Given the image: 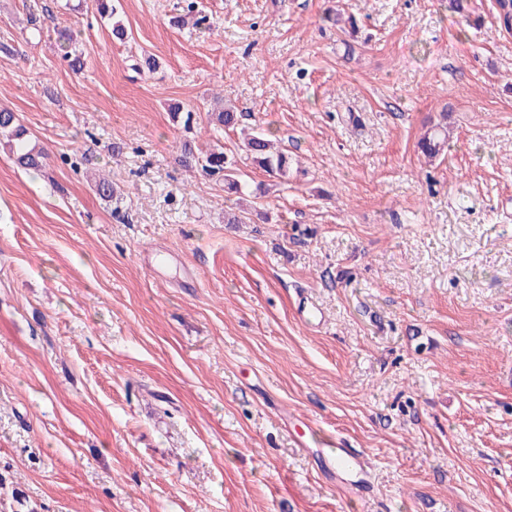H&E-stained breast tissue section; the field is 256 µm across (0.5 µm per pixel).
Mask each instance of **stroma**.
Masks as SVG:
<instances>
[{
    "mask_svg": "<svg viewBox=\"0 0 512 512\" xmlns=\"http://www.w3.org/2000/svg\"><path fill=\"white\" fill-rule=\"evenodd\" d=\"M195 2L112 0L120 41L92 0H0V105L50 155L36 174L0 153V512H512L495 0L467 21L448 0ZM218 95L281 140L287 178L212 122ZM188 145L266 186V221L225 223ZM333 441L364 455L344 491ZM448 143L447 127L439 125L425 134L419 143L420 152L427 158L436 157Z\"/></svg>",
    "mask_w": 512,
    "mask_h": 512,
    "instance_id": "stroma-1",
    "label": "stroma"
}]
</instances>
